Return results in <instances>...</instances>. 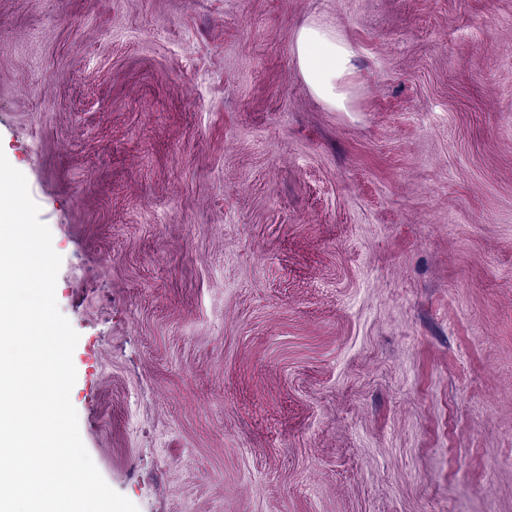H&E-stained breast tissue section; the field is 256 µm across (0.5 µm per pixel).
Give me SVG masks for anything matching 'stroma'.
Instances as JSON below:
<instances>
[{
  "label": "stroma",
  "instance_id": "obj_1",
  "mask_svg": "<svg viewBox=\"0 0 512 512\" xmlns=\"http://www.w3.org/2000/svg\"><path fill=\"white\" fill-rule=\"evenodd\" d=\"M0 151L138 512H512V0H0ZM294 55L309 90L336 110H347L348 92L356 66V53L338 26L309 22L295 34Z\"/></svg>",
  "mask_w": 512,
  "mask_h": 512
}]
</instances>
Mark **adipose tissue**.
<instances>
[{
	"label": "adipose tissue",
	"mask_w": 512,
	"mask_h": 512,
	"mask_svg": "<svg viewBox=\"0 0 512 512\" xmlns=\"http://www.w3.org/2000/svg\"><path fill=\"white\" fill-rule=\"evenodd\" d=\"M294 55L309 90L336 110H345L356 53L339 28L321 21L303 24L295 34Z\"/></svg>",
	"instance_id": "ef3b65f1"
}]
</instances>
